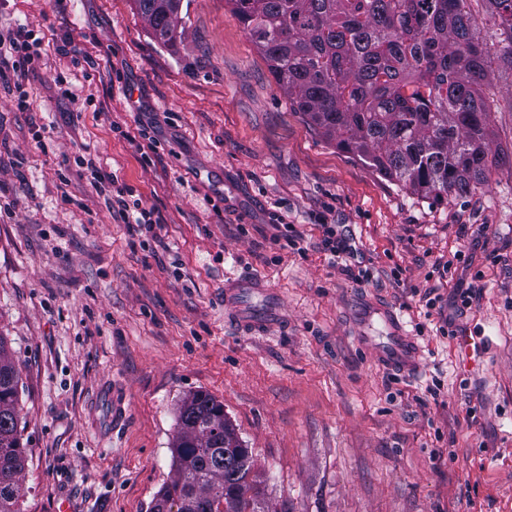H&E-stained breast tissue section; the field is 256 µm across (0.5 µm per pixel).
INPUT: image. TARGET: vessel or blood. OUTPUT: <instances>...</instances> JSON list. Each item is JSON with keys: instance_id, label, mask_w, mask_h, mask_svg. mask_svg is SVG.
<instances>
[{"instance_id": "b4317fda", "label": "vessel or blood", "mask_w": 512, "mask_h": 512, "mask_svg": "<svg viewBox=\"0 0 512 512\" xmlns=\"http://www.w3.org/2000/svg\"><path fill=\"white\" fill-rule=\"evenodd\" d=\"M224 308L235 315L242 330L250 333L263 331L280 318L271 290L259 277L227 281L224 285ZM372 313L388 331L386 341L373 346L378 363L403 374L409 373L415 368L419 356L414 337L406 331L395 309L377 304Z\"/></svg>"}]
</instances>
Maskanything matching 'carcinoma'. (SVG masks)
Returning a JSON list of instances; mask_svg holds the SVG:
<instances>
[{"label":"carcinoma","mask_w":512,"mask_h":512,"mask_svg":"<svg viewBox=\"0 0 512 512\" xmlns=\"http://www.w3.org/2000/svg\"><path fill=\"white\" fill-rule=\"evenodd\" d=\"M153 36L185 34L183 0H134ZM280 91L336 148L411 194L444 201L483 183L497 157L484 90L488 47L468 0H226ZM512 65V0H490ZM19 371L0 339V512H20L25 448ZM176 479L152 512H266L256 476L203 392L179 408Z\"/></svg>","instance_id":"obj_1"}]
</instances>
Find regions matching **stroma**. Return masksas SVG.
<instances>
[{"label":"stroma","mask_w":512,"mask_h":512,"mask_svg":"<svg viewBox=\"0 0 512 512\" xmlns=\"http://www.w3.org/2000/svg\"><path fill=\"white\" fill-rule=\"evenodd\" d=\"M20 25L40 58L26 111L0 84V337L20 377L21 512H150L195 392L223 403L268 512H512V67L489 63L498 164L434 203L319 135L226 0H188L172 48L133 0H0V30ZM85 154L153 226L112 218ZM325 224L351 238L349 272ZM247 275L282 314L255 334L224 309ZM372 302L414 336L413 375L366 344L383 332ZM451 313L485 343L468 372Z\"/></svg>","instance_id":"1"}]
</instances>
